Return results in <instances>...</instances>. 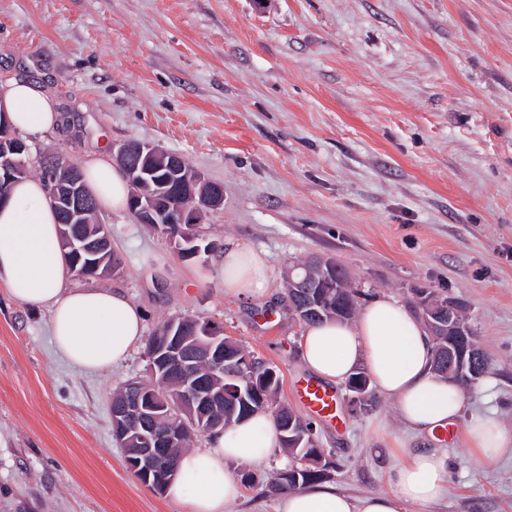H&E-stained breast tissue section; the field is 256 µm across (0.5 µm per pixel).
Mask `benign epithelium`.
Instances as JSON below:
<instances>
[{
	"label": "benign epithelium",
	"instance_id": "7a95c632",
	"mask_svg": "<svg viewBox=\"0 0 512 512\" xmlns=\"http://www.w3.org/2000/svg\"><path fill=\"white\" fill-rule=\"evenodd\" d=\"M28 150L21 137L0 121V200L14 176L24 174L19 157ZM117 159L126 164L124 171L132 186L131 213L139 224H181L197 231L204 213L217 211L224 205L223 188L205 179L177 154L151 144L129 142L119 149ZM43 169L54 175L48 182L49 199L66 217L63 248L78 257L97 256L112 249L107 233L90 240L69 230L71 225L83 223L91 204V193L82 181L79 167L55 157L46 159ZM160 171L171 174L173 183L189 193H195L198 187H208L203 206L190 213L184 208L172 207L159 193H143L141 187ZM181 322L183 319L179 316L172 318L165 330L152 337L146 353L149 378L126 383L128 397L112 405L113 434L124 447L125 456L129 457L126 464L132 472L149 474L154 471L161 454L174 442L176 425L185 417H193L196 410L224 401V392L207 388L199 379L200 357L210 362L212 372L232 381L242 380L244 368L250 366L248 358L237 363L225 355L224 347L220 346L224 330L208 322L199 320L195 324V335L209 340L203 352L181 343L177 339V326ZM467 362L470 374L478 376L476 367L480 354L475 350H448L442 368L447 373H462ZM172 373L178 374L179 395L175 401L158 407L153 397L154 386L157 380Z\"/></svg>",
	"mask_w": 512,
	"mask_h": 512
}]
</instances>
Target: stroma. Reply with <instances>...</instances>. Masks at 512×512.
<instances>
[{
  "label": "stroma",
  "mask_w": 512,
  "mask_h": 512,
  "mask_svg": "<svg viewBox=\"0 0 512 512\" xmlns=\"http://www.w3.org/2000/svg\"><path fill=\"white\" fill-rule=\"evenodd\" d=\"M38 81L67 125L27 131L29 171L84 164L132 140L183 156L224 188L201 223L211 253L180 258L129 210L100 211L122 289L145 335L188 314L280 371L279 399L313 420L332 463L322 480L388 492L411 449L438 448L447 496L409 512H512V454L484 463L461 441L420 436L392 399L340 400L342 426L291 393L309 374L305 323L282 273L318 257L369 297L458 302L493 369L463 389L462 418L512 429V0H0V82ZM266 252L270 294L224 291L222 249ZM147 375L143 347L89 373L56 350L46 311L0 287V512H183L123 461L110 397ZM282 453L236 462L255 486L232 512H276L262 494Z\"/></svg>",
  "instance_id": "obj_1"
}]
</instances>
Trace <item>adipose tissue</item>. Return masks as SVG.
I'll use <instances>...</instances> for the list:
<instances>
[{
	"instance_id": "ef3b65f1",
	"label": "adipose tissue",
	"mask_w": 512,
	"mask_h": 512,
	"mask_svg": "<svg viewBox=\"0 0 512 512\" xmlns=\"http://www.w3.org/2000/svg\"><path fill=\"white\" fill-rule=\"evenodd\" d=\"M0 115L19 131L49 130L60 122L52 98L27 79L0 83ZM84 174L100 208H125L127 178L108 155L91 158ZM59 229L42 181L26 178L14 184L0 203V286L18 303L48 312L55 347L73 365L89 371L120 365L143 338L144 313L120 289L72 287ZM221 266L226 293L267 295L264 252L231 245ZM301 348L305 367L330 382H344L357 365H365L377 389L394 400L399 418L420 434L459 422L462 389L434 374L426 329L393 299L375 298L353 322L309 326ZM462 432L484 462L512 451V431L494 414L464 424ZM209 441V447L180 457V477L167 489L183 512H226L242 490L232 463L269 458L278 434L271 416L259 412L212 433ZM451 468L447 454L421 448L390 470L389 493L354 498L330 487L300 489L283 497L279 512H406L410 505L440 501L448 492Z\"/></svg>"
}]
</instances>
